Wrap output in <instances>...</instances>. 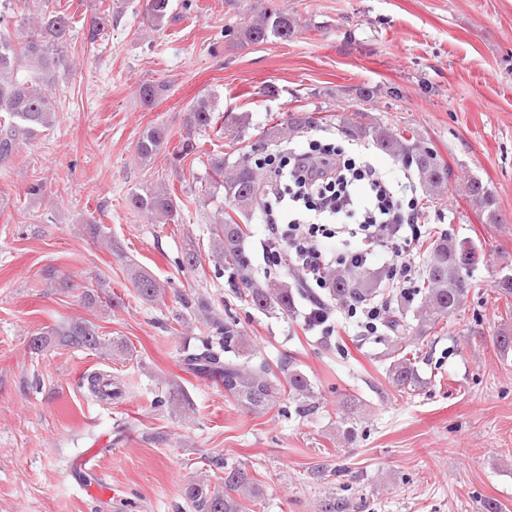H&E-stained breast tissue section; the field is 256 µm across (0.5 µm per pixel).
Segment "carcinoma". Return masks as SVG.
Here are the masks:
<instances>
[{"mask_svg": "<svg viewBox=\"0 0 512 512\" xmlns=\"http://www.w3.org/2000/svg\"><path fill=\"white\" fill-rule=\"evenodd\" d=\"M51 0H39L34 8L18 10L16 0H0V112L8 114L7 122L0 124V161L16 153L22 145L52 127L56 109L53 96V72L62 64V49L71 37L72 16L50 6ZM145 13L151 27L159 31L171 14V0H146ZM112 29V12L104 9L94 15L84 38L90 44L105 39ZM297 32L296 18L283 12L266 9L254 12L250 20L237 31L242 45L260 44L273 36L281 40L293 38ZM30 68L33 75L21 79L19 73ZM168 92L162 81L145 82L140 87L144 104L152 105ZM373 91L362 89L356 93L357 109L344 121L345 132L353 137L369 139L380 152L400 161L413 171L426 197L440 200L448 195L451 170L421 139L413 135L405 138L392 126L376 120H366L363 105L371 100ZM214 111L209 96L202 95L186 108L184 124L186 136L173 149L174 163L186 161L201 152L193 133L210 126ZM315 123L312 113L298 111L286 124L277 123L263 131V140L281 146L289 142ZM249 116L240 113L227 116L225 124L228 137L240 142L246 135ZM165 139L160 127H150L140 136L136 152L147 163L156 155ZM261 163L252 164L242 158L230 161V155L207 153L206 169L209 189L221 191L232 204V210L247 213L260 205L257 193V169ZM462 192L485 217L488 224H503L498 202L491 189L479 178H472L462 187ZM129 206L148 215L151 219L169 223L178 219L177 203L172 191L160 183L136 191L128 198ZM245 231L229 213L216 216L209 240V256L214 265L228 270L229 285L252 308L263 313H286L293 309L300 297L313 307L328 304L364 305L375 300L379 293V278L350 266L331 271V288L322 296L311 288H288L274 281H257L250 261L242 248ZM426 267L422 286L413 294L422 295L416 308L417 324L406 319L410 296H402L389 308L385 330L390 349L386 356L392 386L401 394L411 395L421 388L422 380L416 366L413 351L406 350L410 335L427 336L446 318L457 314L467 303L474 284L464 270L479 261V253L469 241L456 246L437 238L427 242ZM201 265V255L193 247L185 249L178 268L195 271ZM128 275L139 298L149 303L164 301L166 288L154 276L138 265L128 266ZM83 304L95 308L100 303L107 307L119 306L117 297L110 294L104 282L81 293ZM186 309L218 342L206 341L203 347L184 357V362L197 375L219 379L224 385V395L248 412L260 414L279 405L284 400L304 403L313 396L306 376L291 363L274 372L261 361L251 362L247 353L248 343L239 324L233 319L224 320L202 295L184 298ZM64 347L89 348L106 356L127 351L121 341L105 339L97 326L84 319H73L56 328L38 332L30 339L31 350L38 354L51 342ZM241 351L244 360L225 358L227 352ZM103 374L93 372L82 378V387L98 401L109 403L121 398L124 382L112 377L114 392L108 395L99 388ZM212 465L224 470L223 485L212 486L204 479L191 480L185 486L184 496L194 512H245V502L255 501L263 495L262 486L244 466L228 467L220 458ZM347 502L332 492L318 505V512H344Z\"/></svg>", "mask_w": 512, "mask_h": 512, "instance_id": "cac0c4a2", "label": "carcinoma"}]
</instances>
